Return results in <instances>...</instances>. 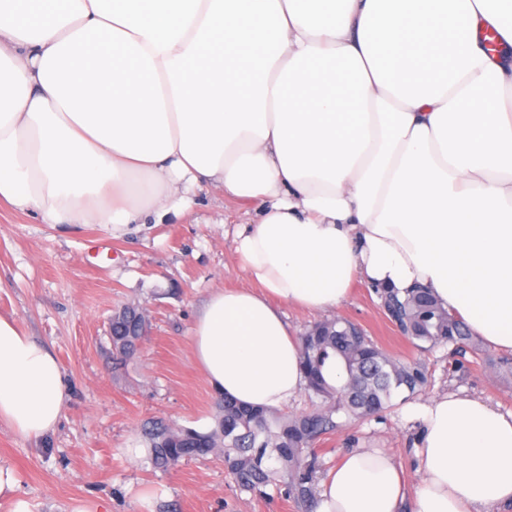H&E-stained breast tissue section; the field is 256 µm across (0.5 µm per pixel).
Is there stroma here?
Segmentation results:
<instances>
[{"instance_id":"stroma-1","label":"stroma","mask_w":512,"mask_h":512,"mask_svg":"<svg viewBox=\"0 0 512 512\" xmlns=\"http://www.w3.org/2000/svg\"><path fill=\"white\" fill-rule=\"evenodd\" d=\"M192 199L184 214L131 225L118 238L100 224H44L0 205V314L13 316L55 353L69 388L54 433L28 440L0 424V465L13 469L33 512H71L77 502L142 512L146 491L154 512H295L279 497L239 491L219 456L163 471L144 450L141 425L150 418L213 427L215 393L193 355L195 321L212 291L253 286L238 266L233 238L238 225L258 222L259 205L211 188ZM125 305L145 310L149 329L135 358L116 369L108 330ZM336 314L360 324L390 354L420 358L430 379L413 400L394 397L382 418L332 435L325 443L328 467L349 450L381 448L412 487L419 479L420 425L409 415L411 404L458 392L512 411V379L454 367L443 347L417 352L362 278L354 279Z\"/></svg>"}]
</instances>
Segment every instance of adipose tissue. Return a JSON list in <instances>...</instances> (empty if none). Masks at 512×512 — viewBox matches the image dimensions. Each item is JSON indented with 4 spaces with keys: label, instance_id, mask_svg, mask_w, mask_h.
Segmentation results:
<instances>
[{
    "label": "adipose tissue",
    "instance_id": "adipose-tissue-1",
    "mask_svg": "<svg viewBox=\"0 0 512 512\" xmlns=\"http://www.w3.org/2000/svg\"><path fill=\"white\" fill-rule=\"evenodd\" d=\"M202 187L264 208L235 239L257 290L213 291L194 326L216 394L286 405L306 380L278 302L333 309L358 276L512 352V0H0V204L117 237ZM67 397L0 315V423L44 437ZM414 414L418 485L351 450L315 512L512 506V412L446 393Z\"/></svg>",
    "mask_w": 512,
    "mask_h": 512
}]
</instances>
